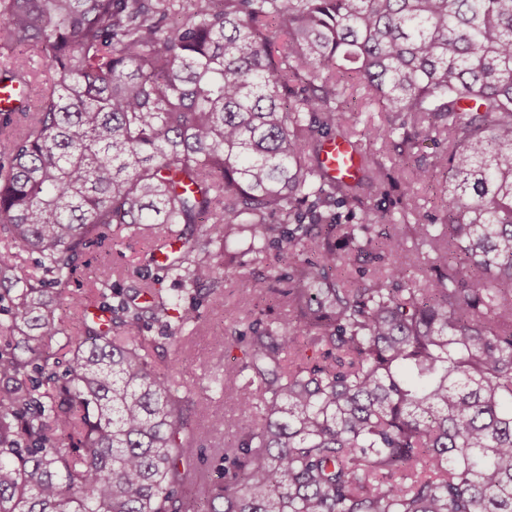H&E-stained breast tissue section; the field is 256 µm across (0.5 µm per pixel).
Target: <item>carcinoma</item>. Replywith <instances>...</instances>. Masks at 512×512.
I'll use <instances>...</instances> for the list:
<instances>
[{
    "mask_svg": "<svg viewBox=\"0 0 512 512\" xmlns=\"http://www.w3.org/2000/svg\"><path fill=\"white\" fill-rule=\"evenodd\" d=\"M13 84L40 95L0 111V240L35 272L0 259V512H512V0H0ZM349 87L385 113L362 138ZM432 133L410 182L448 174L444 223L407 206L370 236L372 192ZM331 138L357 179L328 173ZM154 224L148 261L177 245L161 267L196 294L223 287L215 244L292 259L288 318L250 321L224 370L222 482L197 386L128 335L177 344L198 308L104 279L106 321L62 315L95 306L70 292L93 247ZM410 243L412 273L358 267ZM322 159L333 173H340L347 179H355L360 174L357 154L340 139H329L325 142ZM197 406L192 411V423L203 432L206 437L204 449L200 455V464L206 470V475L214 481H224V463L216 461L213 458V448L223 446L225 441H230V437H224V434L216 431L210 422V415L214 412L224 413V421H233L238 418L237 398L231 391H203L197 397Z\"/></svg>",
    "mask_w": 512,
    "mask_h": 512,
    "instance_id": "1",
    "label": "carcinoma"
}]
</instances>
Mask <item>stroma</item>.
<instances>
[{
  "instance_id": "35a3bbf8",
  "label": "stroma",
  "mask_w": 512,
  "mask_h": 512,
  "mask_svg": "<svg viewBox=\"0 0 512 512\" xmlns=\"http://www.w3.org/2000/svg\"><path fill=\"white\" fill-rule=\"evenodd\" d=\"M151 245L150 239L127 234L109 236L101 246L96 247L86 258L72 287V293L83 292L103 275H110L112 282L120 289H128L135 283L146 281L173 295H182L183 305H197L201 319L197 325L188 327L179 345H171L166 339L165 324L146 321L134 328L137 336L155 339L157 346L153 360L158 369L175 367L176 377L190 380L202 388L191 420L203 432L206 443L200 456V464L209 479L220 481L224 478L221 462L213 457L215 447L224 445L225 437L216 431L210 422L213 413L223 414L225 420L232 421L238 417L237 398L231 391L209 389L211 378L223 375L225 368L241 363L244 353L243 343L234 341L236 332L246 330L249 323L247 312L257 309L271 318H284L285 310L277 295L279 289L285 288V275L289 271V262L282 261L276 265L255 260L253 255L242 256L240 262L225 269L224 297L222 302H212L209 296L199 298L183 295L180 283L174 275L159 266L147 263L146 252ZM276 273L277 289L265 297H258L242 290L241 280L266 276ZM225 337L223 349H215L212 339Z\"/></svg>"
}]
</instances>
